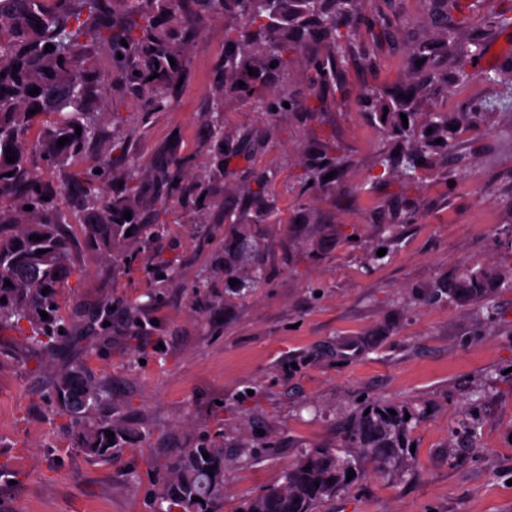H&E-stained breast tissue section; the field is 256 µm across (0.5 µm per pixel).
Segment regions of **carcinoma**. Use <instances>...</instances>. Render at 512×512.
Masks as SVG:
<instances>
[{"label": "carcinoma", "mask_w": 512, "mask_h": 512, "mask_svg": "<svg viewBox=\"0 0 512 512\" xmlns=\"http://www.w3.org/2000/svg\"><path fill=\"white\" fill-rule=\"evenodd\" d=\"M362 0H0V327L30 339L38 349H60L69 325L61 316L60 288L73 267L70 225L81 226L85 245L110 256L128 239L155 245L162 236L161 208L177 197L185 208L202 207L200 197L224 207L212 194L211 177L224 175L232 163L249 166L253 149L246 134L224 129V101L253 104L274 121L290 112L313 116L335 104L342 73L356 56L370 62L388 38L383 19L364 20ZM193 8L194 25L185 23ZM465 14L467 0H430L428 24L436 37L407 49L403 84L391 91L367 89L361 103L379 120L398 152L376 155L368 184L397 180L406 188L419 186L437 165L448 162L458 134L484 129L503 104L463 102L444 112L429 102L448 95V82H469L473 59L482 52V38L465 22L448 24V9ZM230 13L238 21L225 37L224 59L209 89L211 109L202 123L209 152V177L184 186V158L171 149L155 153L146 163L130 155L134 130L115 113L114 131L100 121L96 97L101 89L122 87L144 113L172 106L179 79L189 65L186 46L198 32ZM371 41L356 47L361 27ZM466 37L453 76L443 69L448 44ZM125 44H120V40ZM51 44L54 50L44 52ZM175 64H170L169 58ZM275 67H270V64ZM305 68L306 93L288 91V67ZM255 74H248V68ZM158 74L152 79L150 75ZM244 86H239V82ZM272 86L269 96L257 86ZM39 89L32 96L29 91ZM289 103L284 107L283 103ZM37 113H31L32 109ZM408 124H403L401 115ZM81 127L76 134L75 127ZM62 137L68 138L58 145ZM441 143H436V139ZM16 160H6L8 151ZM84 168L72 170L77 159ZM344 163L327 151L308 153L302 184L311 192H331ZM100 173H95V170ZM334 173L332 179L324 177ZM269 176L251 173L230 201L236 219L261 220L275 208ZM49 200H43V197ZM31 209H26V206ZM131 219L124 218L125 212ZM420 200H408L390 214L382 228L397 239V226L421 219ZM39 235L35 241L31 236ZM45 253H39V250ZM235 251L224 253V273L249 287L266 280L263 266L239 267ZM512 288V272L495 277L484 270H466L448 286V297L460 301L489 299L492 289ZM49 292L42 293L43 289ZM45 311L44 319L40 312ZM59 403L75 421L78 442L96 458L126 451V433L108 420L92 421L106 389L81 365L61 370L55 380ZM408 409L364 400L344 432L341 448H312L282 475V483L244 502L236 512H315L349 483L348 470L358 471V458L376 471L400 467L408 453L412 420ZM114 438L106 437V431ZM209 459H204L203 454ZM227 462L219 444L179 448L170 457L154 496V512H216L224 502Z\"/></svg>", "instance_id": "carcinoma-1"}]
</instances>
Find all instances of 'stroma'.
<instances>
[{
    "instance_id": "1",
    "label": "stroma",
    "mask_w": 512,
    "mask_h": 512,
    "mask_svg": "<svg viewBox=\"0 0 512 512\" xmlns=\"http://www.w3.org/2000/svg\"><path fill=\"white\" fill-rule=\"evenodd\" d=\"M501 5L475 0L469 24L484 32L475 78L436 98V108L512 96L481 77L512 61V28L484 27ZM427 9L426 0H366L363 14L387 17L396 45L371 66L349 64L335 107L319 116L291 112L272 123L239 100L226 104V130L251 135L254 166L269 175L278 206L247 227L270 281L246 299L225 283L231 239L218 209L171 208L158 253L130 242L104 259L73 231L76 270L62 290L66 353H46L0 329V512H152L156 475L176 449L204 439L224 448L219 512H235L280 483L309 448H339L363 397L417 410L415 450L388 475L361 462L358 478L318 512H512V288L494 289L487 303L423 296L428 284L470 266L512 270V111L502 110L481 134L461 133L447 170L419 188L394 182L360 190L374 156L395 143L358 98L364 88L400 83L407 44L431 33ZM188 55L169 111L141 118L133 95L109 90L102 117L108 123L118 113L135 123L129 150L141 159L176 147L192 181L208 170L200 123L224 57L223 21L204 29ZM309 144L344 157L335 191L301 193ZM406 194L424 199L423 219L399 226L390 255L373 259L389 201ZM301 198L316 217L305 231ZM340 228L356 241L338 243ZM306 233L318 240L316 251L302 248ZM159 253L176 264L163 282L148 275ZM202 282L205 302L192 293ZM118 299L145 304L147 339H134L122 315L107 326L95 320L99 305ZM69 362L106 386L96 414L130 429L122 456L96 459L79 447L53 390ZM260 436L272 451L256 448Z\"/></svg>"
}]
</instances>
